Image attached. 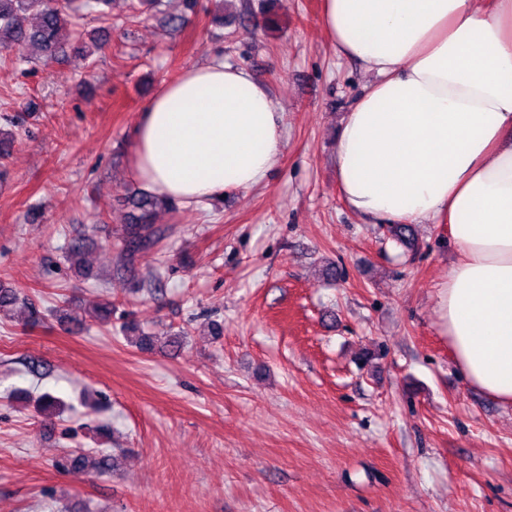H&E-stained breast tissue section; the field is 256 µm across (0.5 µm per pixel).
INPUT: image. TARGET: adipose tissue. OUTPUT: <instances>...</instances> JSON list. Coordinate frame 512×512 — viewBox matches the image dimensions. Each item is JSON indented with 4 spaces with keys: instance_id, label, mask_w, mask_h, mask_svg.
Returning a JSON list of instances; mask_svg holds the SVG:
<instances>
[{
    "instance_id": "obj_1",
    "label": "adipose tissue",
    "mask_w": 512,
    "mask_h": 512,
    "mask_svg": "<svg viewBox=\"0 0 512 512\" xmlns=\"http://www.w3.org/2000/svg\"><path fill=\"white\" fill-rule=\"evenodd\" d=\"M320 25L371 77L336 138L342 200L377 224L447 223L442 331L466 382L512 405V0H322ZM284 148L270 90L215 59L147 101L131 174L198 204L258 187Z\"/></svg>"
}]
</instances>
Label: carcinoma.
<instances>
[{
    "label": "carcinoma",
    "mask_w": 512,
    "mask_h": 512,
    "mask_svg": "<svg viewBox=\"0 0 512 512\" xmlns=\"http://www.w3.org/2000/svg\"><path fill=\"white\" fill-rule=\"evenodd\" d=\"M112 0H0V52H7L15 45L27 44L39 59L59 60L67 55L72 37V20L84 13L93 12L100 18L108 15ZM183 12L169 15L168 21L175 28L188 24L196 13L197 0H182ZM134 213L125 225L122 241L126 252L134 254L149 248L155 232L153 224L159 210L169 209L168 200L147 194L139 189L129 197ZM392 236L408 247L416 245L413 228L409 224H392ZM20 304L27 311L25 325L34 327L42 321L40 310L33 300L14 288H0V310ZM38 408L49 417L60 416L66 404L49 392L42 394Z\"/></svg>",
    "instance_id": "1"
}]
</instances>
